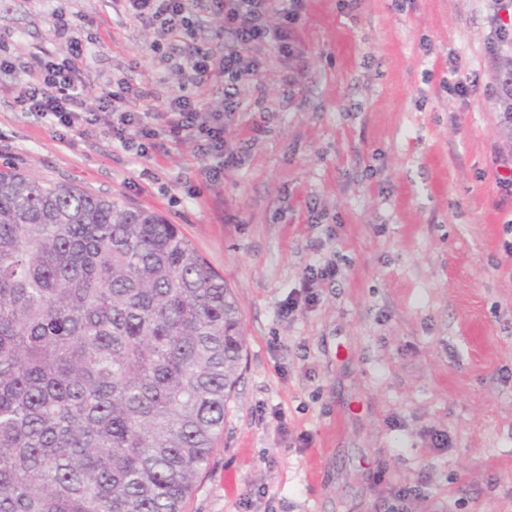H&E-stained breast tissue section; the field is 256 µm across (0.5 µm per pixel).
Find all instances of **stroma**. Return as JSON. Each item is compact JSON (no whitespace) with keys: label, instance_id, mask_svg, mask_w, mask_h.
Wrapping results in <instances>:
<instances>
[{"label":"stroma","instance_id":"stroma-1","mask_svg":"<svg viewBox=\"0 0 512 512\" xmlns=\"http://www.w3.org/2000/svg\"><path fill=\"white\" fill-rule=\"evenodd\" d=\"M60 8L109 33L87 52L92 85L182 92L120 0H0V41L65 56ZM494 10L305 0L302 88L288 97L292 63L252 49L262 71L224 119L236 160L217 182L194 143L142 157L106 125L55 128L0 75V168L157 211L237 298L239 383L183 512H379L420 480L409 512H512V187L495 177L512 164L497 102L512 39ZM449 75L466 97L443 91ZM327 260L341 274L319 303L280 316ZM302 434L310 447H291Z\"/></svg>","mask_w":512,"mask_h":512}]
</instances>
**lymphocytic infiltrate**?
<instances>
[{
	"instance_id": "f902f5d3",
	"label": "lymphocytic infiltrate",
	"mask_w": 512,
	"mask_h": 512,
	"mask_svg": "<svg viewBox=\"0 0 512 512\" xmlns=\"http://www.w3.org/2000/svg\"><path fill=\"white\" fill-rule=\"evenodd\" d=\"M128 15L141 26L152 29L156 39L153 52L168 53L179 48L183 57L180 69L191 91L171 97L162 106L147 103L144 91L119 80L91 91L81 63L89 46L101 43L99 30L75 24L65 11L53 13V23L69 44L61 59L32 55L25 65L0 50V73L24 70L29 79L14 103L23 112H36L52 125L71 129L98 124L108 115L107 126L113 139L124 147L147 152L154 140L172 143L192 142L201 156L213 158L210 180H220L225 166L235 160L224 141V115L234 111L236 95L255 84L261 65L245 60L243 51L254 45L271 46L282 58L296 60L297 28L302 18L303 0H125ZM217 20L230 39L224 45L210 44L199 35L200 16ZM224 87V108L210 110L205 95L216 85ZM94 97L96 111H85V100ZM145 101L139 111L131 110L132 99ZM338 269L327 262L308 266L298 288L282 305L288 316L299 307L313 306L319 300L321 283L335 280Z\"/></svg>"
}]
</instances>
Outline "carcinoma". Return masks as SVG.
<instances>
[{
  "label": "carcinoma",
  "instance_id": "carcinoma-1",
  "mask_svg": "<svg viewBox=\"0 0 512 512\" xmlns=\"http://www.w3.org/2000/svg\"><path fill=\"white\" fill-rule=\"evenodd\" d=\"M243 348L176 225L0 170V512H183Z\"/></svg>",
  "mask_w": 512,
  "mask_h": 512
}]
</instances>
